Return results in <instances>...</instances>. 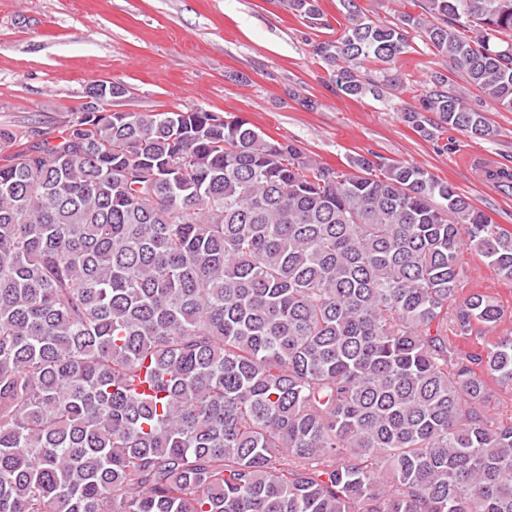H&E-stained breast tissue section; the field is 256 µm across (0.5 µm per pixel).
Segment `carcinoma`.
<instances>
[{"instance_id": "1", "label": "carcinoma", "mask_w": 512, "mask_h": 512, "mask_svg": "<svg viewBox=\"0 0 512 512\" xmlns=\"http://www.w3.org/2000/svg\"><path fill=\"white\" fill-rule=\"evenodd\" d=\"M339 91L415 37L512 109V0H339ZM319 25L318 0H286ZM423 136L496 129L437 76ZM432 112L431 119L426 113ZM0 163V512H512V332L456 302L512 232L414 165L323 166L240 117L80 113ZM362 11L374 20H393L397 11L418 12L411 0H358Z\"/></svg>"}]
</instances>
